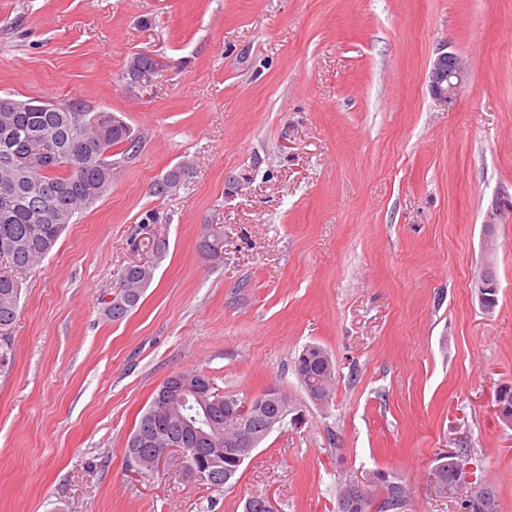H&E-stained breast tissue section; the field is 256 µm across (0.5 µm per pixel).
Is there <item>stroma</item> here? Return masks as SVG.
<instances>
[{
	"mask_svg": "<svg viewBox=\"0 0 512 512\" xmlns=\"http://www.w3.org/2000/svg\"><path fill=\"white\" fill-rule=\"evenodd\" d=\"M157 69L132 86L137 52ZM468 65L443 106L441 53ZM0 92L77 100L142 135L112 187L19 272L14 360L0 373V512H336L344 475H402L410 512H457L427 483L464 448L512 512V213L496 228L498 303L472 278L493 198L512 197V0H0ZM189 163L185 184L153 185ZM163 258L135 251L146 211ZM224 258L205 259V225ZM158 268L115 322L117 272ZM327 350L314 405L293 361ZM229 393L276 386L302 426L273 431L222 491L123 450L169 375ZM184 179V166H176L164 178L154 184L153 193L160 198L172 195L183 185ZM294 373L305 393L325 385L326 402L322 395H312V399L316 406H321L324 402L322 407L329 404L334 394L336 371L324 348L315 344L305 346L294 361Z\"/></svg>",
	"mask_w": 512,
	"mask_h": 512,
	"instance_id": "35a3bbf8",
	"label": "stroma"
}]
</instances>
